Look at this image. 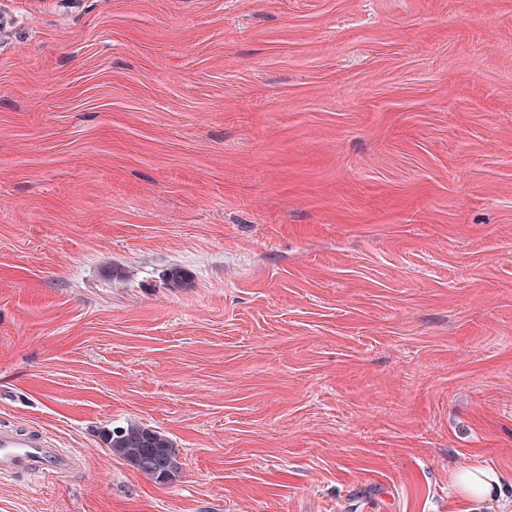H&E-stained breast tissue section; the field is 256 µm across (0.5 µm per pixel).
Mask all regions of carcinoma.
<instances>
[{"label": "carcinoma", "mask_w": 512, "mask_h": 512, "mask_svg": "<svg viewBox=\"0 0 512 512\" xmlns=\"http://www.w3.org/2000/svg\"><path fill=\"white\" fill-rule=\"evenodd\" d=\"M104 443L112 456L139 468L145 456L153 455L161 462L157 476L162 483L176 481L182 472L180 451L166 433L137 421H127L105 432Z\"/></svg>", "instance_id": "1"}]
</instances>
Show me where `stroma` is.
Segmentation results:
<instances>
[{"instance_id": "stroma-1", "label": "stroma", "mask_w": 512, "mask_h": 512, "mask_svg": "<svg viewBox=\"0 0 512 512\" xmlns=\"http://www.w3.org/2000/svg\"><path fill=\"white\" fill-rule=\"evenodd\" d=\"M0 426V512H512V0H0ZM103 440L113 457L126 461L136 470L146 455L158 458L161 467L155 472L162 485L176 481L181 475L179 448L166 433L137 421H127L106 431ZM74 464L42 431L0 428V478L20 473L64 474ZM498 482L499 479L490 471L481 468L461 469L453 477L458 494L473 503H480L488 498L495 486L498 487Z\"/></svg>"}]
</instances>
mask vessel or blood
I'll return each mask as SVG.
<instances>
[{"mask_svg":"<svg viewBox=\"0 0 512 512\" xmlns=\"http://www.w3.org/2000/svg\"><path fill=\"white\" fill-rule=\"evenodd\" d=\"M73 466V458L56 448L46 433L0 428V478L20 473L64 474Z\"/></svg>","mask_w":512,"mask_h":512,"instance_id":"vessel-or-blood-1","label":"vessel or blood"}]
</instances>
